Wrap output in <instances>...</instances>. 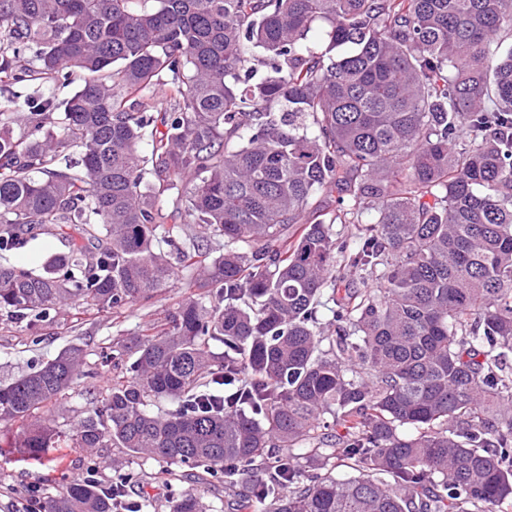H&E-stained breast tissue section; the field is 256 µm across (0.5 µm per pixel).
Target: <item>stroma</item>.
<instances>
[{
    "mask_svg": "<svg viewBox=\"0 0 512 512\" xmlns=\"http://www.w3.org/2000/svg\"><path fill=\"white\" fill-rule=\"evenodd\" d=\"M188 293L187 279L179 276L150 306L102 313L86 312L74 306L61 313H51L49 319L39 322L33 330L0 314V381L29 372L70 346L82 347L90 377L65 391L59 407L49 412L57 430L68 432L74 423L87 416L111 383L113 370L103 364L101 355L111 352L113 340L136 335L145 322L175 307ZM5 442V437L0 436V510L8 501L27 500L32 485L61 488L86 461L84 451L68 447L62 441L45 452L42 462L17 463L5 449ZM96 468L97 480L105 485L117 473L137 474V481L128 485L127 493L133 499L149 497L155 504V512H170L172 501L188 491L195 493L210 512H224L223 485L187 478L183 467L162 460L144 462L131 456L117 465L111 457L104 456L98 458Z\"/></svg>",
    "mask_w": 512,
    "mask_h": 512,
    "instance_id": "35a3bbf8",
    "label": "stroma"
}]
</instances>
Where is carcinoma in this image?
<instances>
[{
	"label": "carcinoma",
	"instance_id": "cac0c4a2",
	"mask_svg": "<svg viewBox=\"0 0 512 512\" xmlns=\"http://www.w3.org/2000/svg\"><path fill=\"white\" fill-rule=\"evenodd\" d=\"M511 35L512 0H0V252L65 242L0 263V310L143 306L176 268L197 289L112 348L74 447L200 469L227 512H512ZM85 356L0 383L16 461L54 447ZM94 473L43 512H149ZM64 249L63 243L58 238L40 235L28 239L21 248L8 252L2 257L10 263L38 270L49 255Z\"/></svg>",
	"mask_w": 512,
	"mask_h": 512
}]
</instances>
